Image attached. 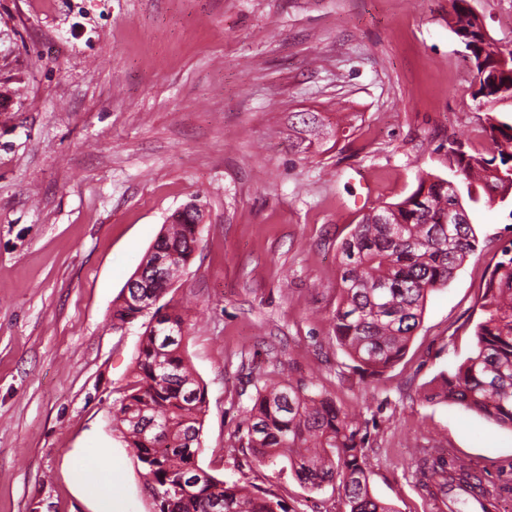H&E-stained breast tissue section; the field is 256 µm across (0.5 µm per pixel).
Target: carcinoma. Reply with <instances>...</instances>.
Wrapping results in <instances>:
<instances>
[{
	"instance_id": "carcinoma-1",
	"label": "carcinoma",
	"mask_w": 512,
	"mask_h": 512,
	"mask_svg": "<svg viewBox=\"0 0 512 512\" xmlns=\"http://www.w3.org/2000/svg\"><path fill=\"white\" fill-rule=\"evenodd\" d=\"M464 2L454 0L453 30L469 49L473 97L484 109L480 128L489 151L471 154L461 141H450L448 168L456 179L419 176L408 197L372 208L341 243L333 327L336 342L362 375H379L403 357L427 296L474 254L475 217L464 199L475 200L480 188L490 201L512 202V115L494 111V105L512 102V49L489 37ZM460 210L470 223L450 219ZM197 219L190 211L181 223L165 227L137 268L156 296H163L167 281L152 277L153 261L165 251L184 268ZM130 300L125 293L118 298L112 319L131 321ZM479 311L475 350L440 374L426 400L459 405L512 431V248L495 264ZM188 332L187 319L175 309L147 326L132 380L115 410L116 429L152 491L149 512H288L277 496L252 494L198 465L207 393L184 354ZM148 422L156 423V431L145 430ZM244 425L231 441L251 449L257 462L286 460L311 490L338 483L348 512H396L371 490L361 424L323 392L265 384L251 397ZM421 478L429 494L437 489L446 495L453 486L468 487L478 497L487 493L471 470L442 455L431 458Z\"/></svg>"
}]
</instances>
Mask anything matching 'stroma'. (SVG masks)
I'll return each mask as SVG.
<instances>
[{"label": "stroma", "mask_w": 512, "mask_h": 512, "mask_svg": "<svg viewBox=\"0 0 512 512\" xmlns=\"http://www.w3.org/2000/svg\"><path fill=\"white\" fill-rule=\"evenodd\" d=\"M512 48V0H467ZM452 0H0V512H94L71 473L115 456L126 512L148 492L113 422L142 321L112 310L166 219L197 200L200 243L162 296L193 328L207 392L198 464L290 512H345L283 461L231 445L257 385L311 382L359 414L370 486L429 512L427 455L512 461V432L425 394L473 351L512 209L480 197L478 248L432 293L405 355L361 378L336 344L338 248L439 147L485 150Z\"/></svg>", "instance_id": "stroma-1"}]
</instances>
